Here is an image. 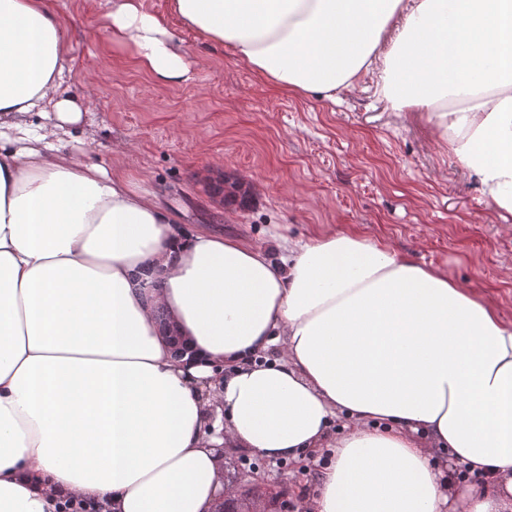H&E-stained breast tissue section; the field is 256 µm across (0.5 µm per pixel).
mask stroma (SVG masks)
Returning a JSON list of instances; mask_svg holds the SVG:
<instances>
[{
	"instance_id": "obj_1",
	"label": "stroma",
	"mask_w": 512,
	"mask_h": 512,
	"mask_svg": "<svg viewBox=\"0 0 512 512\" xmlns=\"http://www.w3.org/2000/svg\"><path fill=\"white\" fill-rule=\"evenodd\" d=\"M50 2L72 46L66 80L87 96L88 137L69 143L74 154L107 168L123 152L144 187L191 229L268 247L283 236L364 229L396 255L448 272L512 321V215L482 200L423 119L362 90L340 104L276 92L174 18L169 30L192 79L164 86L136 66L130 47L113 42L108 0ZM222 178L246 179L243 201L216 207L208 187ZM223 465L238 512L264 491L271 512H296L319 468L248 448L225 449Z\"/></svg>"
}]
</instances>
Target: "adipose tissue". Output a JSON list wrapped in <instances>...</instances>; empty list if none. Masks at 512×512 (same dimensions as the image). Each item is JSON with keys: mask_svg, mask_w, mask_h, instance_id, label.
I'll return each mask as SVG.
<instances>
[{"mask_svg": "<svg viewBox=\"0 0 512 512\" xmlns=\"http://www.w3.org/2000/svg\"><path fill=\"white\" fill-rule=\"evenodd\" d=\"M274 89L422 113L512 213V0H170ZM113 41L190 81L165 18ZM48 0H0V512H222V448L325 455L302 512H512V322L355 229L268 249L188 230L122 157L57 144L83 114ZM52 107V125L33 115ZM284 344V359L269 358ZM452 462L483 475L457 486Z\"/></svg>", "mask_w": 512, "mask_h": 512, "instance_id": "adipose-tissue-1", "label": "adipose tissue"}]
</instances>
